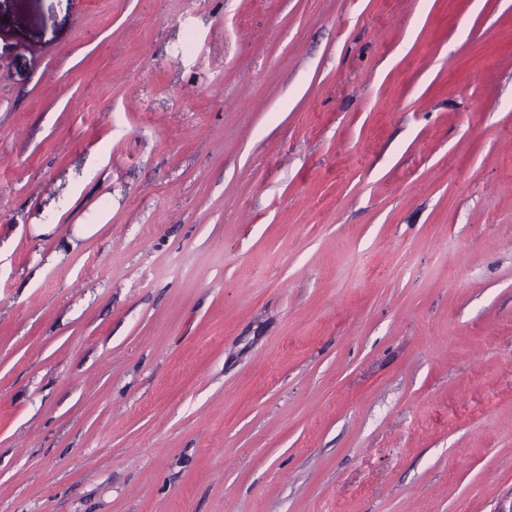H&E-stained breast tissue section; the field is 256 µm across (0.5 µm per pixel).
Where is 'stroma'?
<instances>
[{
	"label": "stroma",
	"instance_id": "obj_1",
	"mask_svg": "<svg viewBox=\"0 0 512 512\" xmlns=\"http://www.w3.org/2000/svg\"><path fill=\"white\" fill-rule=\"evenodd\" d=\"M0 512H512V0H0Z\"/></svg>",
	"mask_w": 512,
	"mask_h": 512
}]
</instances>
